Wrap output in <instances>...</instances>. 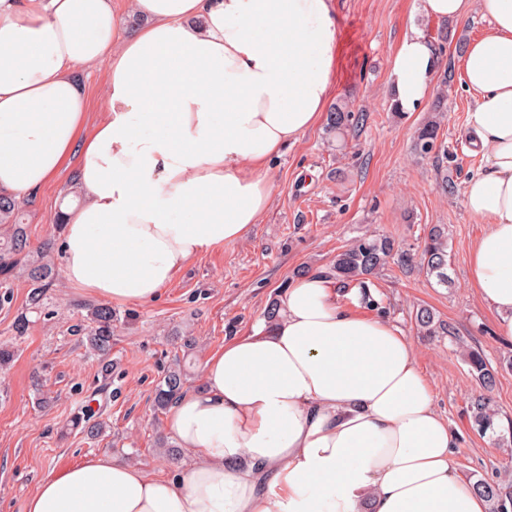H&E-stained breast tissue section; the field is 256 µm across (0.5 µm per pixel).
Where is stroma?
<instances>
[{"instance_id": "35a3bbf8", "label": "stroma", "mask_w": 512, "mask_h": 512, "mask_svg": "<svg viewBox=\"0 0 512 512\" xmlns=\"http://www.w3.org/2000/svg\"><path fill=\"white\" fill-rule=\"evenodd\" d=\"M334 6L343 47L333 101L363 116L362 125L339 140L317 125L273 162L270 206L245 240L196 257L152 304L113 305L111 377L102 376L98 359L71 333L73 325L87 323L96 299L58 279L45 291L44 312H32L29 284L13 279L11 302L0 304V346L14 351L11 362L0 365V512H25L27 499L52 471L102 451L174 475L186 457H170L161 448L167 415L153 407L155 387L169 367L181 364L187 388H201L205 358L223 349L225 339L265 326L267 308L300 270L325 267L344 245L369 235L419 251L435 224L448 230L452 286L437 285L395 256L369 290L409 339L434 387L437 411L460 432V472L493 482L512 469V445L496 444L470 424L467 402L481 387L451 337L422 335L414 322L417 308H429L454 335L484 351L496 371L499 430L511 432L512 342L498 338L495 315L468 281L471 247L487 226L465 206L466 185L483 162L464 134L474 98L462 85L461 46L487 23L475 12L459 22L428 19L417 12L416 0H335ZM413 25L440 49L441 68L415 109L397 114L389 105V74L394 49ZM440 96L441 146L418 155L416 131ZM445 180L452 191L443 190ZM74 181V172L66 171L27 206L30 245L36 250L51 243L57 267L60 231L49 218ZM22 313L29 324L19 334L14 322ZM85 407L105 423L98 438L71 426Z\"/></svg>"}]
</instances>
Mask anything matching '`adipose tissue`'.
Here are the masks:
<instances>
[{
  "mask_svg": "<svg viewBox=\"0 0 512 512\" xmlns=\"http://www.w3.org/2000/svg\"><path fill=\"white\" fill-rule=\"evenodd\" d=\"M0 0V193L27 202L75 165L63 206L65 283L147 305L198 255L244 240L267 210L269 169L314 128L335 90L333 0ZM427 18L488 27L463 53L485 161L466 186L489 230L469 284L512 337V0H418ZM138 18L126 26L124 15ZM439 58L418 28L393 54L392 102L430 91ZM103 66L88 123L76 67ZM277 317L226 341L166 427L190 460L162 476L100 452L53 471L25 512H489L458 469L406 336L297 277Z\"/></svg>",
  "mask_w": 512,
  "mask_h": 512,
  "instance_id": "1",
  "label": "adipose tissue"
}]
</instances>
